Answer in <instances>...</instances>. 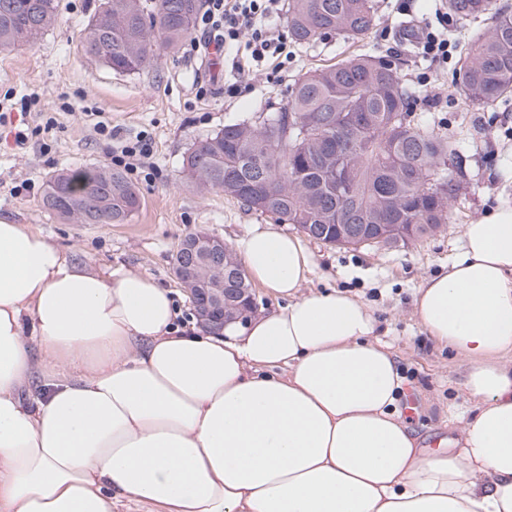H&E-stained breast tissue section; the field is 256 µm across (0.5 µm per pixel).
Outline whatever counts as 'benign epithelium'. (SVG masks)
Listing matches in <instances>:
<instances>
[{
    "instance_id": "obj_1",
    "label": "benign epithelium",
    "mask_w": 512,
    "mask_h": 512,
    "mask_svg": "<svg viewBox=\"0 0 512 512\" xmlns=\"http://www.w3.org/2000/svg\"><path fill=\"white\" fill-rule=\"evenodd\" d=\"M379 228V241L391 242L408 235L401 224H381ZM228 252L224 240L210 234H198L181 244L173 260L174 274L190 295L199 320L215 329L222 328L236 309L242 318L256 311L250 288L207 287L204 273L212 269L224 271V255Z\"/></svg>"
}]
</instances>
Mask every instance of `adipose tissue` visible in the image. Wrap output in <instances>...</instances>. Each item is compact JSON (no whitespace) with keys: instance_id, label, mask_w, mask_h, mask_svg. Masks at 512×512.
I'll return each instance as SVG.
<instances>
[{"instance_id":"ef3b65f1","label":"adipose tissue","mask_w":512,"mask_h":512,"mask_svg":"<svg viewBox=\"0 0 512 512\" xmlns=\"http://www.w3.org/2000/svg\"><path fill=\"white\" fill-rule=\"evenodd\" d=\"M463 240L413 303L475 402L432 452L372 308L304 292L299 238L234 241L286 304L213 330L179 325L149 272L0 220V512H512V206Z\"/></svg>"}]
</instances>
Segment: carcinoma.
<instances>
[{
    "instance_id": "obj_1",
    "label": "carcinoma",
    "mask_w": 512,
    "mask_h": 512,
    "mask_svg": "<svg viewBox=\"0 0 512 512\" xmlns=\"http://www.w3.org/2000/svg\"><path fill=\"white\" fill-rule=\"evenodd\" d=\"M204 0H101L84 28V51L122 73L145 69L165 47L177 51ZM448 15L492 23L460 56L456 89L480 109L512 101V11L497 0H443ZM59 0H0V51L33 44L58 18ZM376 18L375 0H288V34L307 46L328 33L363 40ZM360 53L304 73L290 100L252 131L243 121L191 147L182 173L192 183L207 172L211 189L282 224L317 225L322 242L342 243L346 224H403L423 238L449 223L439 202L456 199V142L424 129L412 112L413 92L392 67ZM124 172L108 167L52 174L43 208L84 224H122L141 207Z\"/></svg>"
}]
</instances>
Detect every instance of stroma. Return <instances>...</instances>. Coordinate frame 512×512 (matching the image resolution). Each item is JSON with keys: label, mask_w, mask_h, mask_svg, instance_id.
Returning a JSON list of instances; mask_svg holds the SVG:
<instances>
[{"label": "stroma", "mask_w": 512, "mask_h": 512, "mask_svg": "<svg viewBox=\"0 0 512 512\" xmlns=\"http://www.w3.org/2000/svg\"><path fill=\"white\" fill-rule=\"evenodd\" d=\"M99 0H60L57 22L32 45L0 52V100L35 92L30 124L55 117L48 132L26 144L0 137V219L47 235L76 264L142 268L174 292L184 323L194 306L172 269V255L188 234L204 231L232 243L254 224L274 218L248 209L219 191H200L183 180L189 148L242 121L261 123L288 102L295 80L308 70L368 52L391 61L420 90L427 122L448 126L460 143L463 189L438 232L397 247L346 249L306 239L317 268L307 287L337 290L375 310L381 339L391 345L414 397L408 415L430 449L452 436L453 416L471 408L463 387L466 364L431 340L413 313L414 294L427 276L443 272L462 251V228L502 205H512V105L476 110L463 105L453 85L456 63L474 31L487 21L452 23L451 54L432 63L399 39L398 30L439 31L434 0H376L374 26L364 41L328 34L307 47L289 45L284 67H266L255 79L232 83L215 51L158 50L146 70L120 73L89 59L83 29ZM205 96H198V88ZM97 110L120 137H145L152 150V181L133 175L143 204L124 224H76L43 209L48 174L111 163L112 141L98 134L87 110Z\"/></svg>", "instance_id": "obj_1"}]
</instances>
